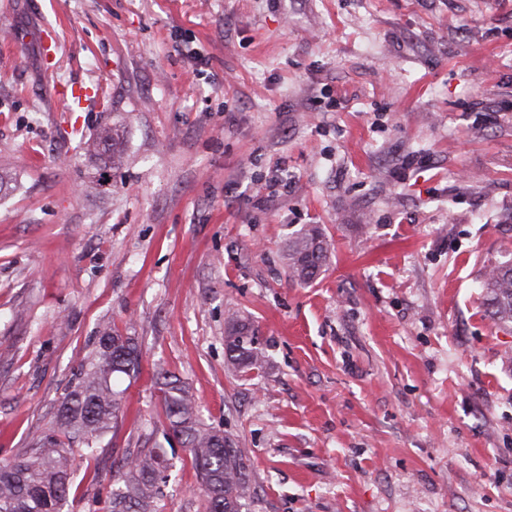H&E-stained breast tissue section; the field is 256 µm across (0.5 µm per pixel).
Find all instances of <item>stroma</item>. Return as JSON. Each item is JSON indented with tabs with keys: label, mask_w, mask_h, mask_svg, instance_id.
Returning a JSON list of instances; mask_svg holds the SVG:
<instances>
[{
	"label": "stroma",
	"mask_w": 512,
	"mask_h": 512,
	"mask_svg": "<svg viewBox=\"0 0 512 512\" xmlns=\"http://www.w3.org/2000/svg\"><path fill=\"white\" fill-rule=\"evenodd\" d=\"M124 160L84 154L101 128ZM0 459L30 448L100 323L142 352L63 512L174 449L159 377L251 460L250 512H512V0H0ZM322 225L321 276L288 239ZM237 311L266 361L228 373ZM334 245L319 224H307L288 240V278L306 285L318 278L329 260ZM493 266L483 279L487 310L495 323L512 326V258Z\"/></svg>",
	"instance_id": "35a3bbf8"
}]
</instances>
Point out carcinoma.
I'll return each mask as SVG.
<instances>
[{"instance_id": "carcinoma-1", "label": "carcinoma", "mask_w": 512, "mask_h": 512, "mask_svg": "<svg viewBox=\"0 0 512 512\" xmlns=\"http://www.w3.org/2000/svg\"><path fill=\"white\" fill-rule=\"evenodd\" d=\"M117 130L83 141L96 154L112 147V163L123 159ZM334 245L318 224H307L288 240V278L306 285L318 278ZM491 319L512 326V258L500 261L483 279ZM227 369L246 373L262 367L265 355L256 347V329L233 313L224 331ZM142 354L134 340L105 324L95 348L81 363L77 385L58 406L56 420L33 438L30 452L0 463V512H62L73 478V462L101 447L104 436L119 427L124 379L139 372ZM163 425L188 448L200 478L208 512H243L251 498L250 458L231 437L206 427L185 382L162 376ZM167 449L140 448L120 467V491L112 493L111 512H155L159 483L167 479Z\"/></svg>"}]
</instances>
